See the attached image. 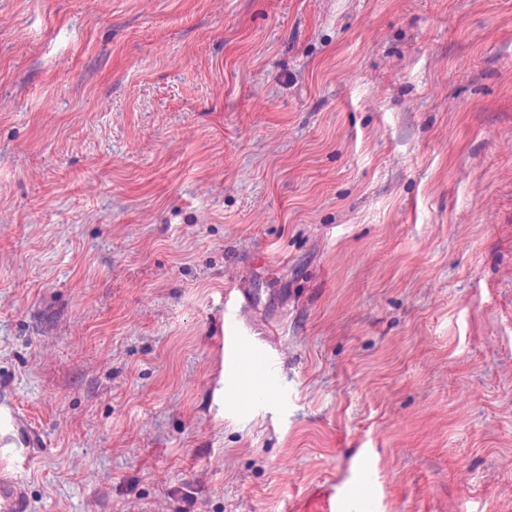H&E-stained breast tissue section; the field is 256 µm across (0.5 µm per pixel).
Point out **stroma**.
Instances as JSON below:
<instances>
[{"instance_id": "stroma-1", "label": "stroma", "mask_w": 512, "mask_h": 512, "mask_svg": "<svg viewBox=\"0 0 512 512\" xmlns=\"http://www.w3.org/2000/svg\"><path fill=\"white\" fill-rule=\"evenodd\" d=\"M6 402L29 512H512V0H0ZM277 333L274 330L271 329H265L263 332H260V335L262 336L260 340L265 345L264 347L256 345L252 342H243L242 339H237V345L239 347L245 348L256 355L264 356V362H266L269 367L270 371L272 372L275 368L276 363V356L273 350L276 351L275 347V335ZM273 349H271V348ZM269 370H266L264 372V380L262 383H260L258 386L254 388L253 394H252V400L256 403L265 402L275 394V387L272 382L271 374ZM40 448L42 445L38 436L26 428L13 406L0 409V446L2 448L17 447Z\"/></svg>"}]
</instances>
